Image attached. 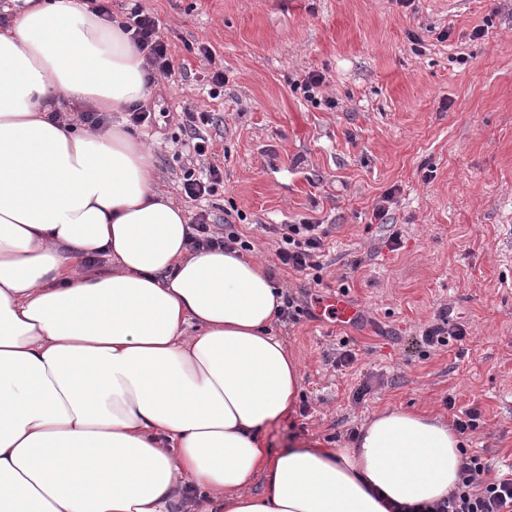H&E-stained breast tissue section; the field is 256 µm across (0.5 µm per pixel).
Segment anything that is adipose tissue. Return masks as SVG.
<instances>
[{
	"label": "adipose tissue",
	"mask_w": 512,
	"mask_h": 512,
	"mask_svg": "<svg viewBox=\"0 0 512 512\" xmlns=\"http://www.w3.org/2000/svg\"><path fill=\"white\" fill-rule=\"evenodd\" d=\"M0 23V512H387L459 481V435L386 410L353 448L273 455L297 360L283 293L242 253L193 250L124 123L143 58L82 0H12ZM101 255L108 268L91 270ZM260 493H250L255 479Z\"/></svg>",
	"instance_id": "adipose-tissue-1"
}]
</instances>
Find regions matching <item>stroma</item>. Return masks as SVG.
Instances as JSON below:
<instances>
[{"mask_svg": "<svg viewBox=\"0 0 512 512\" xmlns=\"http://www.w3.org/2000/svg\"><path fill=\"white\" fill-rule=\"evenodd\" d=\"M182 71L158 79L148 125L156 176L189 217L237 211L296 319L274 327L302 376L299 407L269 427L267 448H351L386 409L453 422L490 476L512 470V0H142ZM484 37H473L475 27ZM212 46L214 62L198 54ZM224 84L209 88L212 68ZM325 75L314 99L298 84ZM335 107H328V100ZM212 113L205 132L224 188L185 197V106ZM385 204L384 219L373 217ZM329 225L320 281L279 268L266 224ZM400 233L398 249L389 238ZM343 293L359 318L342 324L319 302ZM467 336H420L440 309ZM355 359L334 364L340 348ZM363 399H356L357 390Z\"/></svg>", "mask_w": 512, "mask_h": 512, "instance_id": "1", "label": "stroma"}]
</instances>
